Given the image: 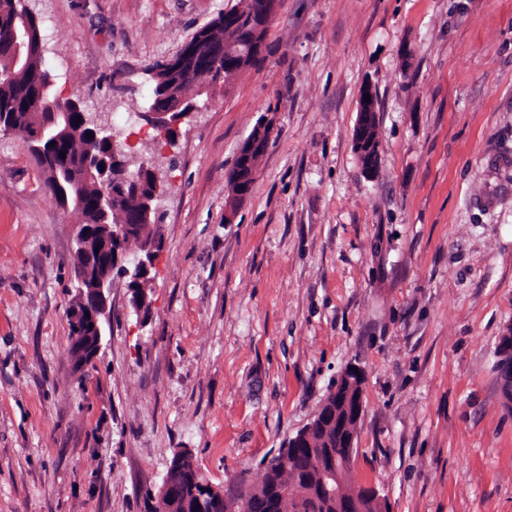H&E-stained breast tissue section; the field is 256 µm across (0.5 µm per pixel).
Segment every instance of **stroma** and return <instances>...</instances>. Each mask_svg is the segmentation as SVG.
<instances>
[{"label":"stroma","mask_w":512,"mask_h":512,"mask_svg":"<svg viewBox=\"0 0 512 512\" xmlns=\"http://www.w3.org/2000/svg\"><path fill=\"white\" fill-rule=\"evenodd\" d=\"M246 0H26L61 99L118 141L146 126L148 69ZM264 62L195 99L164 152L162 250L138 316L115 280L80 371L77 213L0 131V512H151L174 452L225 494L349 367L365 375L350 472L391 512H512V0H278ZM376 95L379 158L353 148ZM274 122L249 195L227 183ZM365 93L370 95V102L364 101ZM374 123H376V104L372 91L368 88L360 94L354 134V141L357 145L356 155L362 169L367 174L373 173L377 167V164L374 163V161L365 165V158L377 141L376 137H371ZM273 132V122L264 118L256 125L250 138L243 142L239 155L246 158L245 166L250 172L253 170L252 156L256 153L257 149H261L270 140ZM247 177L237 173L230 175L228 179V205L224 211L225 223L231 224L234 221L237 212V206L249 193L248 186L245 184ZM497 356L496 371L502 394L506 405L512 408V329L500 337Z\"/></svg>","instance_id":"obj_1"}]
</instances>
